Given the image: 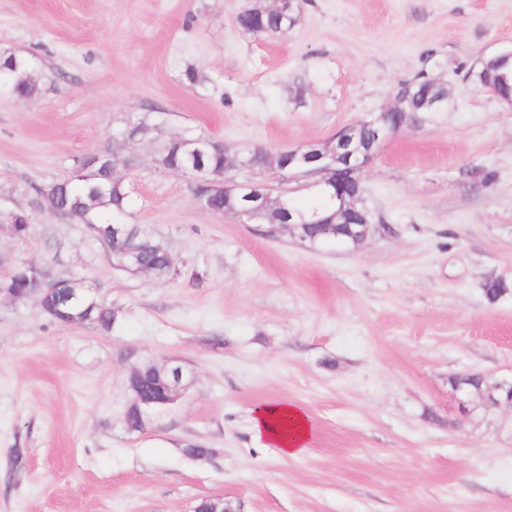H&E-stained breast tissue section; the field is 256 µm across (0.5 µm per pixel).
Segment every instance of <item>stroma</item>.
<instances>
[{
    "mask_svg": "<svg viewBox=\"0 0 512 512\" xmlns=\"http://www.w3.org/2000/svg\"><path fill=\"white\" fill-rule=\"evenodd\" d=\"M251 2L0 0V52L32 59L39 86L0 92V276L34 262L119 310L105 333L0 300V512L210 498L230 512H512V408L448 384L512 379V109L466 78L512 47V0H306L272 37L238 28ZM418 74L447 85L448 106L366 171L373 230L358 245L265 236L156 163L182 134L326 141ZM142 116L150 130L129 136ZM124 134L138 158L125 221L165 243L166 279L118 269L37 194ZM15 212L28 235L12 234ZM493 278L509 285L494 302ZM172 359L192 383L130 430L131 368ZM280 401L309 422L297 458L252 435L255 410Z\"/></svg>",
    "mask_w": 512,
    "mask_h": 512,
    "instance_id": "1",
    "label": "stroma"
}]
</instances>
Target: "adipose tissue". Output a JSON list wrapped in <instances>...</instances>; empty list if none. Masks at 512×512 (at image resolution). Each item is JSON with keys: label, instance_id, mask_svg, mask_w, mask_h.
<instances>
[{"label": "adipose tissue", "instance_id": "obj_1", "mask_svg": "<svg viewBox=\"0 0 512 512\" xmlns=\"http://www.w3.org/2000/svg\"><path fill=\"white\" fill-rule=\"evenodd\" d=\"M252 431L257 442L279 448L288 457H298L307 449V418L298 408L285 402L258 409L252 418Z\"/></svg>", "mask_w": 512, "mask_h": 512}]
</instances>
